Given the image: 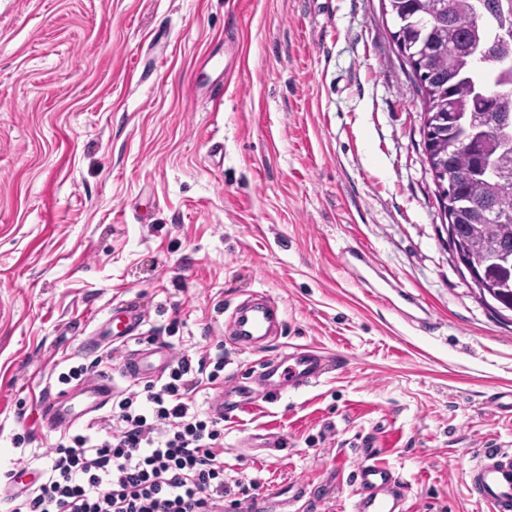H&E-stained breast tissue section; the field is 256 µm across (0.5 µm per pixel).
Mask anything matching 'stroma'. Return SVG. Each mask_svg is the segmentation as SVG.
Here are the masks:
<instances>
[{"label": "stroma", "instance_id": "stroma-1", "mask_svg": "<svg viewBox=\"0 0 512 512\" xmlns=\"http://www.w3.org/2000/svg\"><path fill=\"white\" fill-rule=\"evenodd\" d=\"M396 29L383 0H0V473L54 442L39 401L70 367L162 346L244 377L307 344L335 358L319 383L225 418L230 498L325 482L299 512H351L374 436L409 512H488L466 482L512 451L487 404L512 386V311L448 244ZM345 247L407 302L368 298ZM255 294L284 311L259 353L224 334ZM122 303L145 315L125 344ZM267 433L283 450L248 445ZM340 264L343 271L359 277V268L361 266L374 267L376 265L375 260L372 258L371 252L367 249L362 248H345L341 252Z\"/></svg>", "mask_w": 512, "mask_h": 512}]
</instances>
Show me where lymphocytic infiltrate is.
Listing matches in <instances>:
<instances>
[{
  "instance_id": "1",
  "label": "lymphocytic infiltrate",
  "mask_w": 512,
  "mask_h": 512,
  "mask_svg": "<svg viewBox=\"0 0 512 512\" xmlns=\"http://www.w3.org/2000/svg\"><path fill=\"white\" fill-rule=\"evenodd\" d=\"M224 368L178 356L165 378L112 398L111 410L43 452L11 512H224V419L197 394Z\"/></svg>"
}]
</instances>
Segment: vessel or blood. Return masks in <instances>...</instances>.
Here are the masks:
<instances>
[{
  "instance_id": "1",
  "label": "vessel or blood",
  "mask_w": 512,
  "mask_h": 512,
  "mask_svg": "<svg viewBox=\"0 0 512 512\" xmlns=\"http://www.w3.org/2000/svg\"><path fill=\"white\" fill-rule=\"evenodd\" d=\"M340 264L343 271L355 276L360 267L374 266L375 261L369 250L350 247L342 251ZM111 318L120 325L116 337L122 341L134 336L142 324L139 310L132 305L113 308ZM281 322L282 311L275 302L253 295L234 308L227 334L238 348L246 349L277 335ZM329 360V355L317 348H289L285 356L264 360L251 377L226 381L223 395L215 400V409L218 414L227 415L252 404L255 398L274 400L284 390L312 386L325 374ZM168 361L169 352L163 347L149 352L134 350L125 357L120 373L130 382L156 378ZM115 391L112 376L105 374L90 380L81 395L61 394L45 407L46 429L56 431L103 410ZM375 446L374 440H367L365 459L355 472L357 493L352 512H408L407 484L377 460ZM469 492L490 512H512V452L497 448L485 451L469 472ZM311 497L308 484L299 481L275 493L252 497L243 512H293L298 502Z\"/></svg>"
}]
</instances>
